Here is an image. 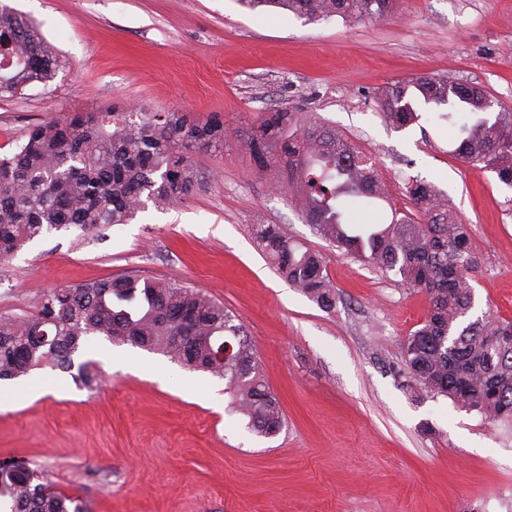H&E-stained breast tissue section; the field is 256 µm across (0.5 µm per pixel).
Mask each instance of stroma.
Returning a JSON list of instances; mask_svg holds the SVG:
<instances>
[{
    "instance_id": "stroma-1",
    "label": "stroma",
    "mask_w": 512,
    "mask_h": 512,
    "mask_svg": "<svg viewBox=\"0 0 512 512\" xmlns=\"http://www.w3.org/2000/svg\"><path fill=\"white\" fill-rule=\"evenodd\" d=\"M61 64L48 85L0 98V155L32 125L118 107L220 119L197 151L193 192L127 224L53 231L0 261V316L36 313L42 291L116 278L175 281L230 309L255 342L285 424L264 437L224 381L103 336L74 357L87 388L48 369L0 383V458L41 465L90 512H512V421L419 395L402 345L429 296L342 254L256 171L244 144L267 113L319 117L375 161L383 219L407 214L409 179L448 195L470 227L474 305L512 320V190L450 155L436 113L397 130L381 89L436 74L512 112V0H397L382 23L310 21L241 0H4ZM282 225L321 253L336 306L292 288L253 241Z\"/></svg>"
}]
</instances>
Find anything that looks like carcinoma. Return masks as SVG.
<instances>
[{"label": "carcinoma", "instance_id": "carcinoma-1", "mask_svg": "<svg viewBox=\"0 0 512 512\" xmlns=\"http://www.w3.org/2000/svg\"><path fill=\"white\" fill-rule=\"evenodd\" d=\"M250 8L287 10L309 21L340 17L382 22L396 0H242ZM59 58L39 32L0 2V95L53 79ZM446 106L438 119L458 133L449 153L496 174L512 188V112L495 111L484 91L467 83L426 76L398 81L379 98L386 122L402 129L424 107ZM82 112L28 130L11 154L0 156V259L51 231L83 232L125 224L151 201L185 200L196 174L192 156L224 141L221 122L195 123L182 112ZM288 132L282 160L288 180L278 189L299 204L316 235L407 288L430 297L424 324L402 349L409 381L431 396L444 395L491 421L512 419V344L491 348L493 337L512 323L492 319L462 325L473 306L468 277L473 265L470 228L448 199L417 178L406 193L420 219L378 222L373 200L384 198L370 159L335 131L314 121L300 125L281 110L263 120L246 150L257 169L275 157L270 141ZM257 246L288 283L320 307L336 306V291L322 254L304 247L279 224H253ZM159 351L193 370L226 381L239 413L264 436L284 423L255 345L234 324V315L206 294L171 281L119 278L42 294L37 312L0 317V380L50 367L91 385L87 365L72 373L74 355L88 336ZM0 506L6 512H89L77 496L58 491L29 459H0Z\"/></svg>", "mask_w": 512, "mask_h": 512}]
</instances>
